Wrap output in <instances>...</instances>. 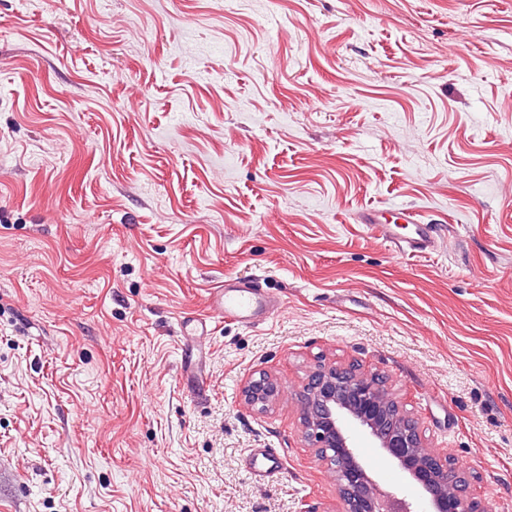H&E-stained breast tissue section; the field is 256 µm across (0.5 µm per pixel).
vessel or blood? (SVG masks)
<instances>
[{"mask_svg":"<svg viewBox=\"0 0 512 512\" xmlns=\"http://www.w3.org/2000/svg\"><path fill=\"white\" fill-rule=\"evenodd\" d=\"M383 209L364 211L359 221L365 224L371 235L390 243L404 254H426L433 251L438 241L430 225L421 223L414 211L398 210L395 221H388ZM209 316L215 315L244 326H255L269 320L281 307L278 300L264 289L241 283L232 279L225 280L223 288L210 293L207 299ZM209 316L196 318L192 328L194 335L208 333ZM250 469L260 478H276L282 467L272 449L255 448L251 451Z\"/></svg>","mask_w":512,"mask_h":512,"instance_id":"b4317fda","label":"vessel or blood"}]
</instances>
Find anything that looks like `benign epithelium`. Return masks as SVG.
I'll use <instances>...</instances> for the list:
<instances>
[{
  "label": "benign epithelium",
  "instance_id": "7a95c632",
  "mask_svg": "<svg viewBox=\"0 0 512 512\" xmlns=\"http://www.w3.org/2000/svg\"><path fill=\"white\" fill-rule=\"evenodd\" d=\"M278 382L263 373L242 388L246 403L262 408L276 402ZM306 437L318 459L336 475L342 512H412L409 503L384 489L359 462L345 422L364 428L377 447L419 486L430 512H468L469 480H448V458L427 448L414 421L406 417L384 377L351 364L318 365L299 395Z\"/></svg>",
  "mask_w": 512,
  "mask_h": 512
}]
</instances>
